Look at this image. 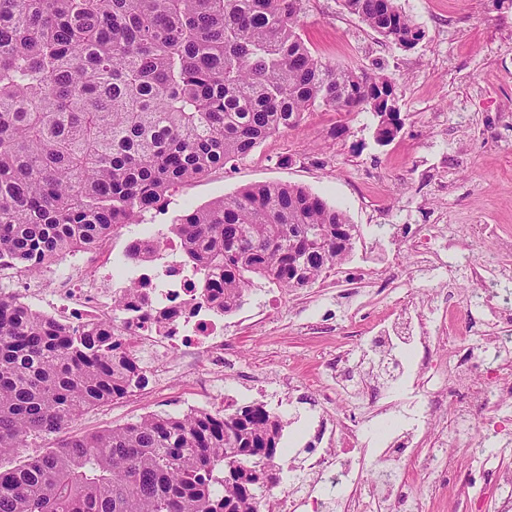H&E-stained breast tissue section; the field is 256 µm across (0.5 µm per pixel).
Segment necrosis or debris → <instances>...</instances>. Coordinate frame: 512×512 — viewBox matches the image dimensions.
Instances as JSON below:
<instances>
[{"label": "necrosis or debris", "instance_id": "necrosis-or-debris-1", "mask_svg": "<svg viewBox=\"0 0 512 512\" xmlns=\"http://www.w3.org/2000/svg\"><path fill=\"white\" fill-rule=\"evenodd\" d=\"M98 252L91 262L71 255L72 273L66 279H54L52 268L44 267L45 285L38 289L27 272L2 261L0 293L21 303L38 296L41 315L70 328L119 319L129 350L139 362L148 363L155 389L166 387V375L176 362L209 364L207 377L189 373L184 380L199 388L211 411L223 413L224 398L216 389L224 366V311L220 303L201 297L197 275L182 265V241L161 238L154 255L138 263L130 278L117 270L110 241H103ZM319 433L328 444L305 443L301 459L305 482L293 491L279 483L269 486L273 512H325L331 504L338 512H352V503L363 497L402 512L409 497L401 484L360 483L355 475L364 467L361 456L352 449L334 447L335 437L356 439L353 428L326 418L319 424Z\"/></svg>", "mask_w": 512, "mask_h": 512}]
</instances>
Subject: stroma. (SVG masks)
I'll list each match as a JSON object with an SVG mask.
<instances>
[{"label":"stroma","instance_id":"obj_1","mask_svg":"<svg viewBox=\"0 0 512 512\" xmlns=\"http://www.w3.org/2000/svg\"><path fill=\"white\" fill-rule=\"evenodd\" d=\"M425 33L402 50L348 13L341 0H303L302 36L323 62L360 66L387 78L399 97L403 126L388 145L375 140L378 119L362 109L347 115L323 108L300 125L275 134L250 155L210 170L171 190L147 222L168 229L186 208L203 207L262 182L299 185L342 210L358 237L347 261L315 284L290 291L254 279L239 309L224 318V394L264 399L279 377H293L276 409L283 424L280 444L287 467H298V436L312 437L324 410L354 414L365 454L360 481L382 470L377 435L412 425L396 416V402L416 391L434 395L449 373L437 344L403 357L401 342L383 333L416 306L429 317L432 335L452 330L465 344L491 346L512 337V324L498 318L481 335L466 333L474 284L467 269L440 273L422 262L420 250L442 249L439 237L420 240L424 225L456 227L458 245L485 263L512 268L499 236H512V5L494 0H398ZM341 137H333L336 125ZM357 374L362 389L345 388L332 407L318 389L330 383V364ZM501 384L500 409L479 407L470 436L453 442L451 401L441 404L442 439L432 447L442 466L458 478L447 482L421 474L404 461L402 475L413 497L411 512H512V492L497 478L512 473V356L486 377ZM278 391V390H277ZM189 386L173 380L167 390L141 391L89 411L72 422L68 436L96 432L153 413L182 415L197 404Z\"/></svg>","mask_w":512,"mask_h":512}]
</instances>
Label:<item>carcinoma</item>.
<instances>
[{
	"instance_id": "cac0c4a2",
	"label": "carcinoma",
	"mask_w": 512,
	"mask_h": 512,
	"mask_svg": "<svg viewBox=\"0 0 512 512\" xmlns=\"http://www.w3.org/2000/svg\"><path fill=\"white\" fill-rule=\"evenodd\" d=\"M303 0H0V258L34 273L141 224L173 188L248 156L323 107L368 108L400 132L387 79L315 57ZM410 50L424 31L396 0H342ZM202 296L240 307L253 278L307 288L345 262L357 230L297 185L248 186L170 224ZM157 238L125 258L145 259ZM121 329H58L0 295V512H259L282 421L262 404L151 414L57 439L144 379L113 357Z\"/></svg>"
}]
</instances>
